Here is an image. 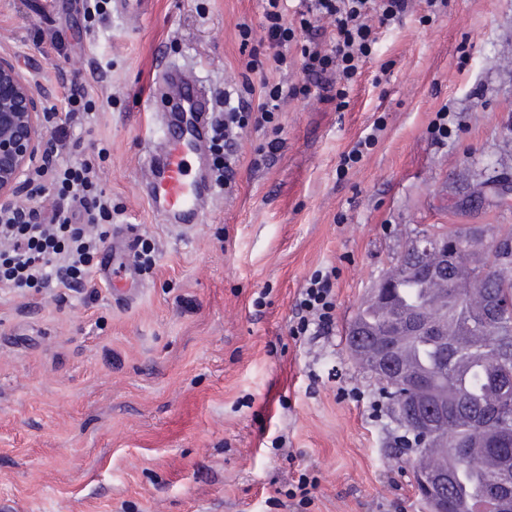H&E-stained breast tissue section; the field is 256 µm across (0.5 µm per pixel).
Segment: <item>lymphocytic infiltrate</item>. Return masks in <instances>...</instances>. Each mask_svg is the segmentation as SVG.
Segmentation results:
<instances>
[{
	"label": "lymphocytic infiltrate",
	"mask_w": 512,
	"mask_h": 512,
	"mask_svg": "<svg viewBox=\"0 0 512 512\" xmlns=\"http://www.w3.org/2000/svg\"><path fill=\"white\" fill-rule=\"evenodd\" d=\"M265 35L247 63L260 76L258 99L238 98L219 113L209 150L216 170L232 182L235 148L246 129L263 139L252 167L270 165L282 147L280 126L273 120L281 104L298 88L288 83V44L294 32L285 22L283 0H263ZM300 27L308 43L302 49L303 70L310 86L322 91L337 78H351L370 54L371 19L387 25L408 10L410 0H301ZM83 87H70L65 114L49 112L55 148L41 155L25 180L28 198L0 206V286L26 296L49 288H83L92 282L97 256L106 247L112 222V199L98 184L92 160L74 163L64 153L72 127L89 114ZM53 189L48 210L31 207V198ZM335 272L316 273L301 288L295 304L293 336H329L335 328Z\"/></svg>",
	"instance_id": "1"
}]
</instances>
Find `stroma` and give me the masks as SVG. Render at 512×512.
<instances>
[{"mask_svg":"<svg viewBox=\"0 0 512 512\" xmlns=\"http://www.w3.org/2000/svg\"><path fill=\"white\" fill-rule=\"evenodd\" d=\"M263 35L261 0H152L133 18L101 0H0V56L64 108L84 86L94 116L70 157L104 148L112 223L155 247L133 302L106 284L19 297L0 288V506L7 512H424L414 449L348 326L417 232L460 223L453 194L512 178V0H424L375 27L370 61L336 98L278 114L284 148L250 161L190 229L142 190L143 98L175 64L216 93L243 89L238 27ZM448 112V135L432 128ZM377 140L360 160V136ZM336 273V327L293 337L297 293ZM314 500L288 493L300 474Z\"/></svg>","mask_w":512,"mask_h":512,"instance_id":"stroma-1","label":"stroma"}]
</instances>
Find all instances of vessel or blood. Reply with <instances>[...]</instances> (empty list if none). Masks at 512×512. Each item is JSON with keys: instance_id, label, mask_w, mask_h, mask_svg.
Returning a JSON list of instances; mask_svg holds the SVG:
<instances>
[{"instance_id": "vessel-or-blood-1", "label": "vessel or blood", "mask_w": 512, "mask_h": 512, "mask_svg": "<svg viewBox=\"0 0 512 512\" xmlns=\"http://www.w3.org/2000/svg\"><path fill=\"white\" fill-rule=\"evenodd\" d=\"M159 81L167 86L170 97L163 134L146 147L145 186L152 208L165 223L187 227L199 218L211 194L210 185L192 170L193 162L206 156L208 130L203 114L211 97L198 78L178 66L164 67ZM133 243L127 228L113 229L108 260L99 272L105 284L116 287L124 299L135 297L144 283Z\"/></svg>"}]
</instances>
